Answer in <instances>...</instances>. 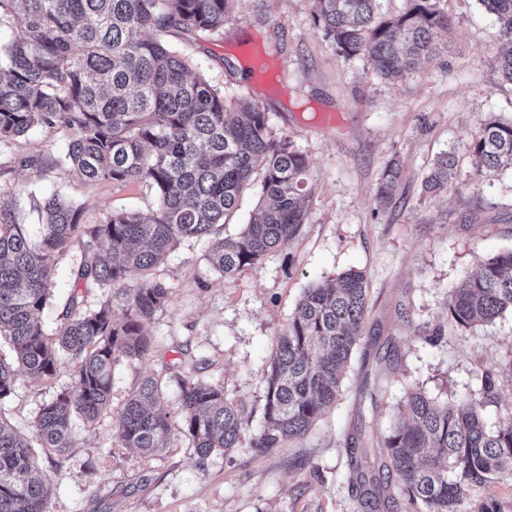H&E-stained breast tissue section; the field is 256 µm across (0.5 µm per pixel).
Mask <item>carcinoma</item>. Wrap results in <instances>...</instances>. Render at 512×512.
I'll return each mask as SVG.
<instances>
[{"mask_svg":"<svg viewBox=\"0 0 512 512\" xmlns=\"http://www.w3.org/2000/svg\"><path fill=\"white\" fill-rule=\"evenodd\" d=\"M233 0H0V142L39 126L72 132L65 156L21 160L38 173L65 166L87 182L144 183L156 207L148 215L113 212L82 222V207L57 194L32 196L40 218L23 224L14 194L0 189V337L16 363L0 358V404L12 395L15 365L38 382L52 380L61 358L79 364L77 381L43 403L32 437L0 420V512H48L46 475L34 449L63 455L75 447L72 421L107 412L112 366L152 353L147 323L169 298L152 270L180 243L209 240L208 261L226 278L290 244L307 222L301 202L309 192V159L286 136L274 137L267 112L238 99L202 74L189 73L186 56L158 39L160 32L224 31ZM383 0H315L313 20L342 56L370 57L376 72L396 80L416 72L435 36L448 26L439 0H406L394 17ZM493 15L503 49L495 67L512 83V0H481ZM488 171L512 168V121L484 123L470 144ZM456 176L455 157L443 152L423 181L434 196ZM401 168L390 164L376 188L389 203ZM258 187V209L244 229H221L240 195ZM72 288L51 331L40 313L53 297L58 265L73 251ZM100 293L97 306L91 293ZM123 312L114 320L115 308ZM512 312V251L479 262L476 275L451 294L448 318L470 327ZM367 312L363 273L341 274L334 285L308 288L266 378L263 425L255 448H277L306 435L336 400ZM182 416L158 408L159 379H141L112 421L124 448L156 454L174 432L187 435L201 457L238 446L244 406L224 397L219 383L178 374ZM496 378L481 377L479 396L440 404L411 388L403 421L377 442L378 475L369 474L361 438L346 442L351 483L367 506L401 499L412 512H460L465 500L505 474L512 475V424L491 427L484 408L496 399Z\"/></svg>","mask_w":512,"mask_h":512,"instance_id":"cac0c4a2","label":"carcinoma"}]
</instances>
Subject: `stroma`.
Masks as SVG:
<instances>
[{
	"label": "stroma",
	"instance_id": "obj_1",
	"mask_svg": "<svg viewBox=\"0 0 512 512\" xmlns=\"http://www.w3.org/2000/svg\"><path fill=\"white\" fill-rule=\"evenodd\" d=\"M439 6L450 24L438 32L437 52L395 82L369 58L339 54L314 24V0H235L223 32L162 33L192 72L258 104L272 134L288 136L308 157V221L289 246L229 278L213 271L205 243L195 240L154 268L170 291L147 328L155 354L114 364L109 412L92 423L74 418L77 445L67 455L37 452L49 512H362L345 443L359 430L371 443L386 435L409 387L446 403L478 394L482 375L495 373L498 399L486 417L512 422V375L503 369L512 358V314L466 328L449 322L447 308L480 259L512 250V169L483 172L469 149L486 120L512 119V84L493 66L501 44L480 0ZM70 138L66 128L41 127L0 143V187L15 191L27 223L37 221L34 194L81 205L87 224L153 208L141 184H87L65 169L36 174L12 164L17 156L59 155ZM450 149L457 176L446 192L428 196L424 175ZM392 161L402 177L394 201L380 206L377 184ZM349 269L366 275L368 309L335 403L303 438L254 448L277 337L306 288ZM387 353L389 369L380 361ZM174 362L244 404L237 448L203 458L179 432L155 456L118 445L113 417L142 377ZM77 372L67 357L47 385L17 372L0 411L30 434L40 405L72 386Z\"/></svg>",
	"mask_w": 512,
	"mask_h": 512
}]
</instances>
